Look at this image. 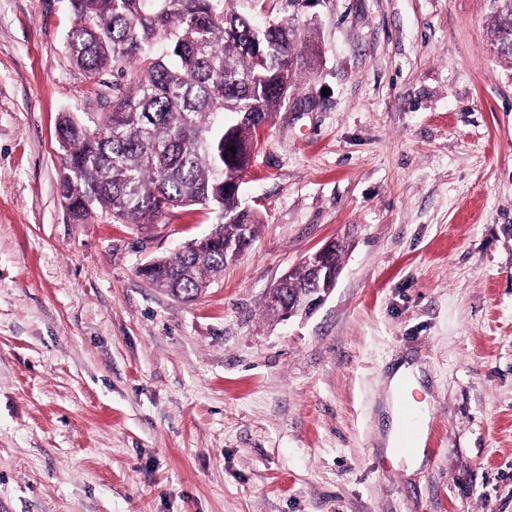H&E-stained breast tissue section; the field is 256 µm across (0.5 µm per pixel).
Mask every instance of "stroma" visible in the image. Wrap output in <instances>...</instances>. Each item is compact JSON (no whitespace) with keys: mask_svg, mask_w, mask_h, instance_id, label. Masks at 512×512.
Returning a JSON list of instances; mask_svg holds the SVG:
<instances>
[{"mask_svg":"<svg viewBox=\"0 0 512 512\" xmlns=\"http://www.w3.org/2000/svg\"><path fill=\"white\" fill-rule=\"evenodd\" d=\"M313 50L240 188L261 222L207 292L137 272L206 234L75 224L61 113L108 111L68 0H0V512H512V63L495 0H258ZM309 318L266 293L328 239ZM421 362L438 445L388 457ZM492 45L497 54L512 59V0H498ZM420 366L421 365L419 364H412L409 361L397 365L394 373L388 381V393L390 394V397L387 399L386 403V411L390 418V421L388 422L389 431L387 452L391 456L395 455L394 443L403 420V426L396 445V451L401 455H409L415 448H418L412 456L407 457L408 464L414 469L420 467L424 462V448H422L424 445L423 439L420 440L421 448H419L421 415L417 409L406 403V398L404 396L401 398L398 407L402 417L401 419L397 410L399 396L396 390L397 387L401 385L408 386L412 403L418 409L426 411V401L417 402L412 396L414 391H418L420 393L424 392L422 382L423 375L421 373Z\"/></svg>","mask_w":512,"mask_h":512,"instance_id":"1","label":"stroma"}]
</instances>
